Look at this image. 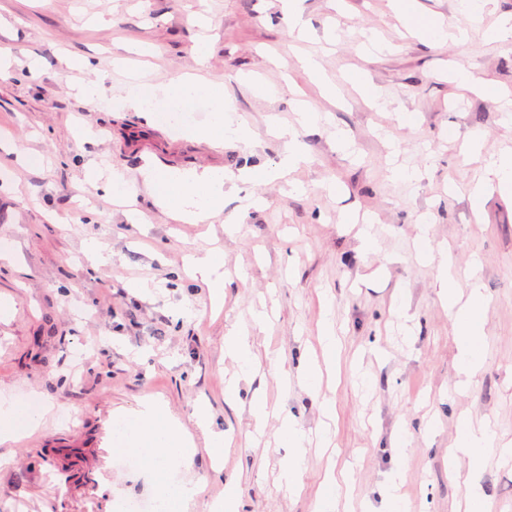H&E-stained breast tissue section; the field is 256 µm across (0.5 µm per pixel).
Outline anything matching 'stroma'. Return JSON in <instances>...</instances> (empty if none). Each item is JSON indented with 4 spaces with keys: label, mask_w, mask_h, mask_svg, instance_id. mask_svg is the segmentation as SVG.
Returning <instances> with one entry per match:
<instances>
[{
    "label": "stroma",
    "mask_w": 512,
    "mask_h": 512,
    "mask_svg": "<svg viewBox=\"0 0 512 512\" xmlns=\"http://www.w3.org/2000/svg\"><path fill=\"white\" fill-rule=\"evenodd\" d=\"M304 38L291 34L281 0H0V393L36 401L39 428L0 445V512H116L128 499L154 495L146 469H128L112 427L116 410L160 398L190 433L205 406L211 427L231 434L233 448L214 472L206 448L176 479H205L193 512H211L234 483L242 512H317L328 466L350 476L344 512H374L394 466L411 512H458L463 479L448 470L457 418L491 419L512 440V195L487 191L481 210L468 197L484 159L512 152V121L501 104L454 87L465 67L512 101V37L489 32L512 18V0H489L469 18L460 0H417L420 13L460 31L427 44L410 34L391 0H301ZM209 56L199 61V41ZM85 56L94 70L71 67ZM317 57L338 88L323 96L300 60ZM37 74H30V58ZM167 82L196 74L222 85L250 138L215 144L185 137L180 126L149 120L114 103L130 72ZM360 75L376 99L359 93ZM100 81L101 101L79 89ZM279 88L254 94V83ZM328 118L301 130L308 162L287 180L228 186L224 209L205 224L165 213L142 178L145 167H218L232 176L275 167L284 144L273 122L295 123L297 102ZM412 126L402 124L404 113ZM353 146L343 149L337 130ZM481 131L480 151L468 135ZM120 169L135 187L126 205L83 180L90 162ZM420 170L401 183L395 164ZM302 192L289 193V183ZM262 197L242 224L229 226L246 194ZM374 221V251H365L349 212ZM429 224L434 248L446 252L458 288L477 272L488 296L486 358L471 389L454 387L457 342L437 295L438 262L413 244ZM95 238L112 263L95 267L84 252ZM218 245L231 276L224 306L212 309L202 282L189 278L186 257ZM479 267H472V260ZM149 282L134 294L133 281ZM272 315L252 327L260 307ZM191 308L193 319L182 317ZM341 338L335 402L325 423L320 399L297 371L299 355L321 356L326 317ZM246 329L257 369L241 399H224V338ZM260 393L293 414L312 446L292 494L277 481L283 455L272 435L251 433L249 400ZM411 436L398 458L393 436ZM477 482L490 512H512V466L485 451Z\"/></svg>",
    "instance_id": "stroma-1"
}]
</instances>
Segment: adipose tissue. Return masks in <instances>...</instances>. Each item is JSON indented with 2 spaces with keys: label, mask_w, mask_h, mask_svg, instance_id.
<instances>
[{
  "label": "adipose tissue",
  "mask_w": 512,
  "mask_h": 512,
  "mask_svg": "<svg viewBox=\"0 0 512 512\" xmlns=\"http://www.w3.org/2000/svg\"><path fill=\"white\" fill-rule=\"evenodd\" d=\"M168 103L171 111L185 112L198 104H208L211 116L204 127L188 128L187 133L219 144L225 139H246L249 129L241 117L233 116L224 99L222 87L204 83L190 76H180L163 84H152L142 79L128 83L120 104L139 112L154 113L159 102ZM487 177L475 183L470 192L473 209H481L489 187L512 194V155L490 158L485 163ZM146 181L152 186L158 206L176 218L189 223L204 222L224 207L225 187L229 177L222 169L206 168H148ZM190 263L209 291L212 308L224 305V254L208 249L191 255ZM438 296L448 307L459 347L456 387L468 391L483 367L484 331L483 311L487 298L480 282H472L467 298H460L451 264L441 260ZM323 361L303 362L299 370L311 391H319L324 372L334 371L339 353L338 339L333 323H326L320 333ZM22 403L13 396L0 393V444L21 440L38 428L40 413L27 416L26 426L16 423L22 414ZM118 420L128 425L126 442L131 453L138 455L144 468L150 472L158 495L160 512H192L195 497L204 489L203 483L183 482L171 477V464L191 465L197 452L193 437L154 397H144L133 410L118 412ZM277 444L286 454L281 462L279 482L290 491L300 488L301 463L306 455V436L292 415H285L275 431ZM496 444L490 423L473 425L461 420L456 445L449 449L451 461H465L470 478L465 486L466 512H477L486 501L475 480L484 464V451Z\"/></svg>",
  "instance_id": "obj_1"
}]
</instances>
